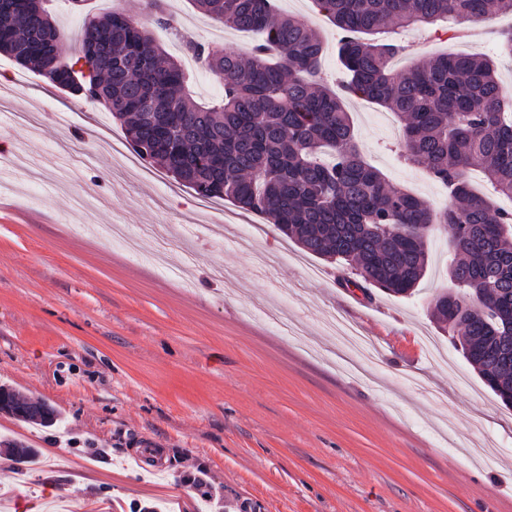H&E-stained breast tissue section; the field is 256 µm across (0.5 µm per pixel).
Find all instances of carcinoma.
<instances>
[{"label":"carcinoma","mask_w":512,"mask_h":512,"mask_svg":"<svg viewBox=\"0 0 512 512\" xmlns=\"http://www.w3.org/2000/svg\"><path fill=\"white\" fill-rule=\"evenodd\" d=\"M49 2L0 0V53L52 88H81L112 112L141 159L198 196L229 200L306 253L351 265L347 282L412 294L430 265L427 231H448L452 288L433 296V313L512 407V212L475 194L467 177L479 168L496 192L512 196V98L491 56H435L398 73L391 59L402 47L376 39L410 26L455 30L492 9L512 15V0H314L341 35L338 92L320 77L318 32L275 0H192L222 25L263 34L247 58L185 40L223 86L211 105L193 99L181 63L151 36L150 27L171 25L162 0H150L142 19L85 14L69 59ZM348 97L400 117L401 155L448 187V206L433 208L365 161ZM1 409L56 422L48 409L0 388ZM0 447L17 461L34 455L18 442Z\"/></svg>","instance_id":"cac0c4a2"}]
</instances>
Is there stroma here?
I'll list each match as a JSON object with an SVG mask.
<instances>
[{"label":"stroma","instance_id":"obj_1","mask_svg":"<svg viewBox=\"0 0 512 512\" xmlns=\"http://www.w3.org/2000/svg\"><path fill=\"white\" fill-rule=\"evenodd\" d=\"M186 33L248 54L257 35L223 27L191 0H167ZM326 45L321 75L339 76L338 34L313 0H281ZM512 16L395 34L399 70L442 53H495ZM196 101L220 83L165 29ZM367 160L435 208L448 191L404 162L399 121L348 102ZM0 152L41 170L0 172V386L45 401L43 427L0 412V440L34 448L0 457V512H210L180 476L203 467L223 512H503L512 504V408L484 384L430 315L451 286L444 230L409 296L347 287L346 269L304 254L274 225L224 221L162 171L115 167L100 137L125 133L104 106L47 87L0 54ZM213 224L209 237L194 233ZM141 242L130 249L126 238ZM354 326L371 359L334 338ZM96 453H89L87 441Z\"/></svg>","mask_w":512,"mask_h":512}]
</instances>
